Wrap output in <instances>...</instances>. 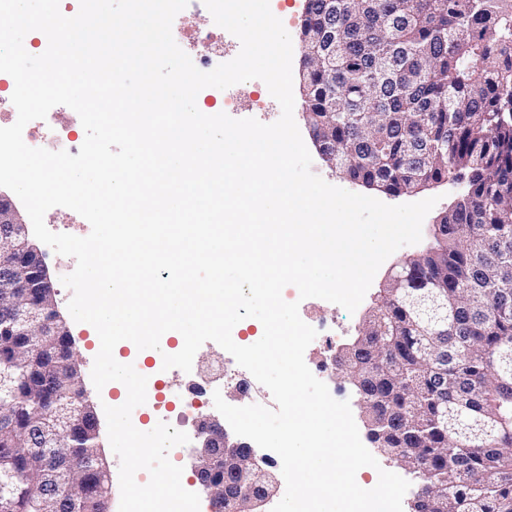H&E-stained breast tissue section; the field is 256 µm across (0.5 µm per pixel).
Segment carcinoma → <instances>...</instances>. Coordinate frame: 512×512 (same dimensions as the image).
<instances>
[{
	"label": "carcinoma",
	"mask_w": 512,
	"mask_h": 512,
	"mask_svg": "<svg viewBox=\"0 0 512 512\" xmlns=\"http://www.w3.org/2000/svg\"><path fill=\"white\" fill-rule=\"evenodd\" d=\"M490 0H306L303 109L336 169L399 197L468 174L438 247L404 262L340 349L377 448L426 512H512V12ZM36 328L0 336V512H103L109 475L78 363ZM57 420L50 452L29 432ZM217 509L235 492L213 482Z\"/></svg>",
	"instance_id": "1"
}]
</instances>
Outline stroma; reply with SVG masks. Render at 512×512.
<instances>
[{"label": "stroma", "mask_w": 512, "mask_h": 512, "mask_svg": "<svg viewBox=\"0 0 512 512\" xmlns=\"http://www.w3.org/2000/svg\"><path fill=\"white\" fill-rule=\"evenodd\" d=\"M208 17L209 12L204 7L199 9L188 7L178 13L172 24V34L175 42L195 61L206 57L211 60L212 64L218 65L232 60L240 50V43L232 34H225L222 41L217 43L196 42L183 38L182 32L188 26L203 32L207 31L209 28ZM229 91L237 97L234 107L224 108V92L213 87H207L202 89L197 96L198 109L207 115L225 111L228 112L230 117L236 119L253 117L265 124L274 123L279 119L281 108L271 96L263 81L258 79L249 80L231 86ZM461 190V184L453 181L416 193V200L420 201L429 197L437 200L435 207L423 221L424 235L421 241L414 245L401 247L385 260L355 313H348L341 306L319 298L300 299L297 288L292 285L286 286L283 290L284 299L289 302H298L301 319L317 331L316 338L304 354L308 368L315 377L327 385L334 399L350 402L353 415L357 416L361 413L358 396L354 388L341 376L324 369L322 362L337 353L344 344L348 343L352 336L358 333L365 316L375 304L379 289L382 288L393 268L406 259L420 256L423 250L428 247L431 242L429 230L432 224L447 211ZM44 254L56 292L57 310L74 341V350L81 362L82 375L87 379L85 388L88 397L95 410H102L104 405L116 401L120 392L108 385L100 390L95 389L93 383L89 381L94 358L97 354L93 339L94 329L90 324L79 323L72 318L68 310L72 292L61 282L62 276L74 271L76 261L73 257L57 254L49 248L45 249ZM228 357L227 351L217 343L209 341L204 343L197 351L191 372L186 373L177 368L164 369L162 362L153 358L137 365V372L146 376L147 379L152 380L159 377L164 381L163 400L156 408L152 409L147 418L141 419L140 431H151L158 423L164 422L172 426L183 425L185 433L194 434V418H184L183 404L191 399V388L195 385H202L206 388L201 403L196 409L197 416L215 414L213 395L217 392L221 393L223 399L231 405L245 406L250 404L251 396L235 395L232 385L227 384L224 378L211 373L212 368L220 366Z\"/></svg>", "instance_id": "1"}]
</instances>
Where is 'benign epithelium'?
Here are the masks:
<instances>
[{
    "label": "benign epithelium",
    "instance_id": "7a95c632",
    "mask_svg": "<svg viewBox=\"0 0 512 512\" xmlns=\"http://www.w3.org/2000/svg\"><path fill=\"white\" fill-rule=\"evenodd\" d=\"M53 289L43 253L28 240L27 224L15 205L0 194V310L10 316L25 318L33 313L34 300ZM53 315L45 322L46 329L66 341L59 346L57 356L64 363L73 354L68 330L58 323L54 296L48 297ZM197 449L193 468L200 488L209 491L216 475L232 481L238 491L237 512H256L272 498L276 482L256 461L255 450L247 443L232 438L219 417L208 415L199 420ZM264 488L266 497L258 498L254 490Z\"/></svg>",
    "mask_w": 512,
    "mask_h": 512
}]
</instances>
